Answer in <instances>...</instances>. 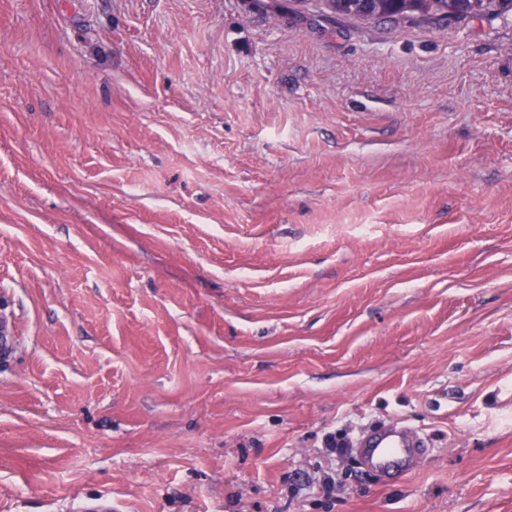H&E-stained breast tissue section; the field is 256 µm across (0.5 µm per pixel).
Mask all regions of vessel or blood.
<instances>
[{
  "label": "vessel or blood",
  "instance_id": "vessel-or-blood-1",
  "mask_svg": "<svg viewBox=\"0 0 512 512\" xmlns=\"http://www.w3.org/2000/svg\"><path fill=\"white\" fill-rule=\"evenodd\" d=\"M359 452L367 469L404 476L424 456L423 442L412 431L390 425L363 436Z\"/></svg>",
  "mask_w": 512,
  "mask_h": 512
}]
</instances>
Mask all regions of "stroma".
<instances>
[{
    "label": "stroma",
    "instance_id": "stroma-1",
    "mask_svg": "<svg viewBox=\"0 0 512 512\" xmlns=\"http://www.w3.org/2000/svg\"><path fill=\"white\" fill-rule=\"evenodd\" d=\"M0 318V512H512V12L0 0ZM358 446L367 469L389 476H406L424 456L422 440L395 425L368 433Z\"/></svg>",
    "mask_w": 512,
    "mask_h": 512
}]
</instances>
